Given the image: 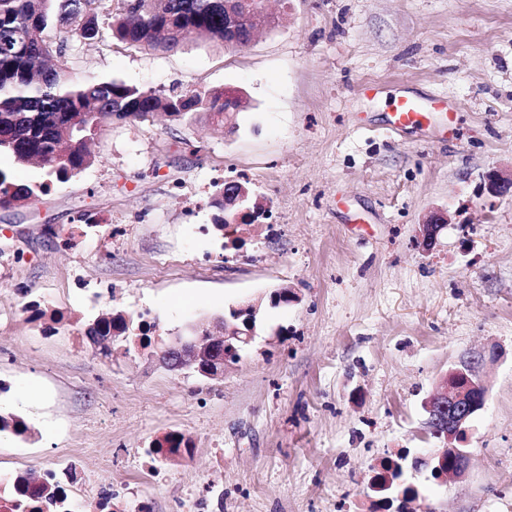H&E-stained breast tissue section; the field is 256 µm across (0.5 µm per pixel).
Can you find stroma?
I'll return each instance as SVG.
<instances>
[{
  "label": "stroma",
  "instance_id": "1",
  "mask_svg": "<svg viewBox=\"0 0 512 512\" xmlns=\"http://www.w3.org/2000/svg\"><path fill=\"white\" fill-rule=\"evenodd\" d=\"M273 25L238 51L187 38L139 49L101 27L66 56L83 77L179 91L231 88L236 127L208 115L116 122L95 160L32 206L0 208V410L32 423L0 436V482L29 463L80 458L87 499L108 476L123 512H370L373 465L406 453L410 512H512V197L485 175L512 168V0H268ZM364 84L380 88L360 96ZM440 97L459 136L393 130L391 97ZM245 173L263 210L222 249L216 170ZM447 223L432 252L425 218ZM109 226L67 249L59 231ZM281 225L267 236L264 225ZM295 299L272 304L275 292ZM66 320L48 331L28 301ZM258 304L255 337L219 380L157 355L204 317ZM150 309L149 348L85 336L112 311ZM476 361L487 388L467 423L463 476L438 456L424 405ZM178 458L146 474L155 441ZM446 220L442 213H431L422 224L420 240L417 242L424 251H431L437 243L438 236L444 228Z\"/></svg>",
  "mask_w": 512,
  "mask_h": 512
}]
</instances>
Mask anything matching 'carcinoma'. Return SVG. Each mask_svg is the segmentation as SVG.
<instances>
[{"label": "carcinoma", "mask_w": 512, "mask_h": 512, "mask_svg": "<svg viewBox=\"0 0 512 512\" xmlns=\"http://www.w3.org/2000/svg\"><path fill=\"white\" fill-rule=\"evenodd\" d=\"M0 0V153L18 165L37 161L56 180L66 181L93 162L88 144L114 121L147 122L159 112L192 120L204 112L235 126L243 98L230 89L166 93L112 78H82L65 60L69 42L91 41L108 20L113 38L138 48L176 51L188 34L237 51L250 41L255 23L247 18L229 30L224 0ZM48 185L17 182L0 168V207L33 204ZM123 315L102 318L85 331L101 336V326L124 325ZM396 483L383 507L399 495H415L402 482L403 464L385 463Z\"/></svg>", "instance_id": "cac0c4a2"}]
</instances>
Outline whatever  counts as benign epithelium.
Returning a JSON list of instances; mask_svg holds the SVG:
<instances>
[{"mask_svg": "<svg viewBox=\"0 0 512 512\" xmlns=\"http://www.w3.org/2000/svg\"><path fill=\"white\" fill-rule=\"evenodd\" d=\"M226 22L234 28L240 16L255 10L254 0H224ZM487 191L493 196L512 194V172L492 170L487 174ZM224 198L238 205L237 218L249 221L258 210L246 203V196L236 187H224ZM446 220L442 213L430 214L422 224L418 244L423 250H433ZM232 319L221 318L204 327H189L187 334L172 339L158 362L170 371L192 369L210 380L224 376V369L240 359L239 348L248 344L254 334L258 307L248 305L230 309ZM486 387L474 369L467 366L448 374L444 391L428 403V426L439 437L462 440L465 425L485 402ZM469 454L462 448L448 447L438 456L433 472H447L459 477L467 469Z\"/></svg>", "mask_w": 512, "mask_h": 512, "instance_id": "obj_1", "label": "benign epithelium"}]
</instances>
